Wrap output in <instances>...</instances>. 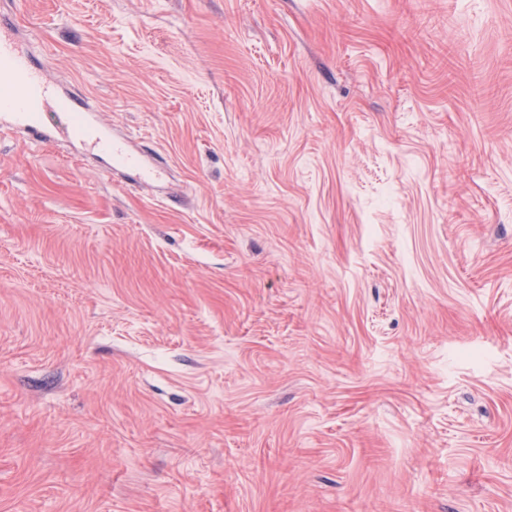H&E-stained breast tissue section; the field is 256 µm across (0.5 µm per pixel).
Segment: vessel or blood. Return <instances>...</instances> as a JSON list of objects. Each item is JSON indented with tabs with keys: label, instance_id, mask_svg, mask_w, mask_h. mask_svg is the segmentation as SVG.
<instances>
[{
	"label": "vessel or blood",
	"instance_id": "obj_1",
	"mask_svg": "<svg viewBox=\"0 0 512 512\" xmlns=\"http://www.w3.org/2000/svg\"><path fill=\"white\" fill-rule=\"evenodd\" d=\"M15 32L13 21L0 16V73L5 76L0 83V124L23 127L32 143L42 144L49 139L44 112L65 113L71 133L84 145L124 160L137 168L143 179L155 178L156 169L143 167L134 152L109 137L96 123L83 96L65 92L46 80L34 52L19 45Z\"/></svg>",
	"mask_w": 512,
	"mask_h": 512
}]
</instances>
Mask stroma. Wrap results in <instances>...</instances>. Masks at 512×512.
Masks as SVG:
<instances>
[{
	"instance_id": "1",
	"label": "stroma",
	"mask_w": 512,
	"mask_h": 512,
	"mask_svg": "<svg viewBox=\"0 0 512 512\" xmlns=\"http://www.w3.org/2000/svg\"><path fill=\"white\" fill-rule=\"evenodd\" d=\"M0 15V512H512V0ZM15 32L13 21L0 16V73L7 76L0 83L1 127L21 126L32 143L43 144L49 134L42 112H64L71 133L84 145L112 156L113 160L121 158L145 180L155 178L158 170L143 167L134 152L109 137L96 123L95 114L83 96L65 92L46 80L34 52L19 45Z\"/></svg>"
}]
</instances>
